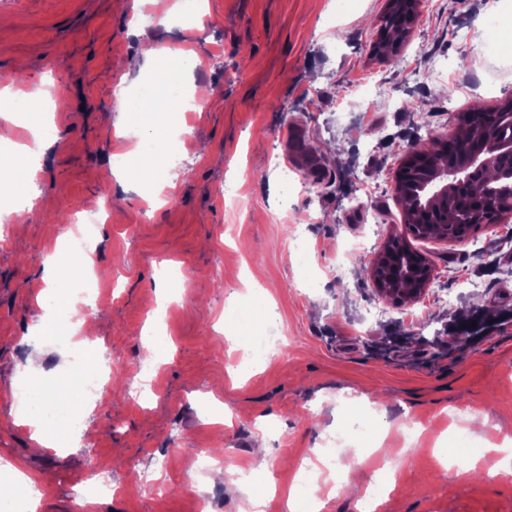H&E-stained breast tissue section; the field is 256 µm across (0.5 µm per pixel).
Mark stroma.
<instances>
[{"instance_id": "stroma-1", "label": "stroma", "mask_w": 512, "mask_h": 512, "mask_svg": "<svg viewBox=\"0 0 512 512\" xmlns=\"http://www.w3.org/2000/svg\"><path fill=\"white\" fill-rule=\"evenodd\" d=\"M386 4L205 0L204 29L183 31L130 27L150 0H0V75L25 90L52 79L58 129L36 160L34 210L0 248V457L39 478L40 512H74L75 484L100 468L117 491L90 512H198L206 492L216 512H252L256 491L264 512H291L289 488L323 460L321 512H352L379 480L376 446L400 460L376 512H512V474L493 471L512 440V218L471 240H410L433 267L414 302L394 304L367 273L405 224L404 153L512 97L511 34L473 60L512 0H421L395 54L376 48ZM147 42L197 51L204 65L184 77L210 90L179 146L184 177L158 207L110 181L113 157L135 148L113 134V81ZM290 130L310 163L290 160ZM107 193L120 220L97 225L91 276L112 392L83 414L91 442L35 452L10 414L12 382L34 377L48 396L83 382L59 355L69 342L33 329L44 261L70 213ZM462 308L488 323L466 346ZM157 318L168 352L147 367ZM345 441L359 456L339 453ZM212 450L219 485L197 471Z\"/></svg>"}]
</instances>
